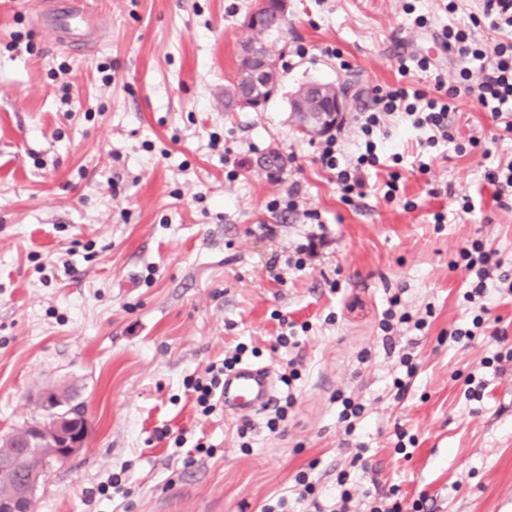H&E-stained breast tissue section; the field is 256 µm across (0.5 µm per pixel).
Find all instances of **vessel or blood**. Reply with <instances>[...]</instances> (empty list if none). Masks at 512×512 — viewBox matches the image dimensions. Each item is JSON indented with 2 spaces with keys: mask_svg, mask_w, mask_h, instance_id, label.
<instances>
[{
  "mask_svg": "<svg viewBox=\"0 0 512 512\" xmlns=\"http://www.w3.org/2000/svg\"><path fill=\"white\" fill-rule=\"evenodd\" d=\"M45 10L49 17L45 30L58 45L74 53L89 50L90 43L81 32L79 0H48ZM274 390L268 367L242 364L224 377V411L234 416L260 411L270 404Z\"/></svg>",
  "mask_w": 512,
  "mask_h": 512,
  "instance_id": "b4317fda",
  "label": "vessel or blood"
}]
</instances>
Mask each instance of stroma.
<instances>
[{"mask_svg":"<svg viewBox=\"0 0 512 512\" xmlns=\"http://www.w3.org/2000/svg\"><path fill=\"white\" fill-rule=\"evenodd\" d=\"M456 3L451 14L445 0H288L271 36L280 83L259 108L230 111L224 87L256 0H85L96 43L83 54L40 28L39 0H0V437L39 418L48 386L65 388L89 426L85 447L48 467L36 512H263L280 499L285 512H332L342 471L352 512L376 485L426 497L433 512H512V360L497 358L512 346V296L466 302L458 262L479 240L512 270V204L484 181L512 160V139H496L469 100L453 117L456 143L426 155L422 131L390 121L376 144L401 156L399 198L384 199L381 169L348 204L288 104L301 83L358 78L341 126L356 158L355 114L397 81L398 56L443 55L433 34L479 8ZM275 166L278 182L266 177ZM293 187L299 212L268 209ZM308 242L304 266L286 268ZM393 295L410 320L388 346L380 321ZM478 314L473 341L449 340ZM286 323L295 342L282 347ZM239 345L270 367L277 400L295 396L277 431L268 409L202 416L186 387ZM403 351L419 368L399 399ZM293 369L298 380L281 383ZM470 377L479 399L464 397ZM339 392L365 407L350 433ZM302 472L315 485L304 500L292 492Z\"/></svg>","mask_w":512,"mask_h":512,"instance_id":"obj_1","label":"stroma"}]
</instances>
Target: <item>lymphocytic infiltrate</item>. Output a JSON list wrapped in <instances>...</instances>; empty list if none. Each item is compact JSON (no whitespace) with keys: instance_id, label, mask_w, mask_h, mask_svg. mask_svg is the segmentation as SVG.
I'll return each instance as SVG.
<instances>
[{"instance_id":"f902f5d3","label":"lymphocytic infiltrate","mask_w":512,"mask_h":512,"mask_svg":"<svg viewBox=\"0 0 512 512\" xmlns=\"http://www.w3.org/2000/svg\"><path fill=\"white\" fill-rule=\"evenodd\" d=\"M484 21L497 35L489 51L473 34L474 27ZM442 48L465 63L456 77H449L447 69L430 57L401 56L397 59V82L373 89L371 107L357 117L364 150L356 160L346 159L338 137H328L321 145L318 160L331 174L344 202L365 197L370 190V172L382 168L373 136L388 119L402 118L413 128L425 131L426 137L419 146L428 151L439 142L454 140L450 115L458 111L461 100L472 98L488 112L500 137H512V0H481L479 14L470 15L468 23L444 28ZM462 259L466 271L475 276L470 291L464 294L471 303L485 296L487 282L502 262L496 251L477 240L463 251ZM241 360L240 354H232L211 364L205 379L189 382L188 388L203 416L216 411L224 376Z\"/></svg>"}]
</instances>
